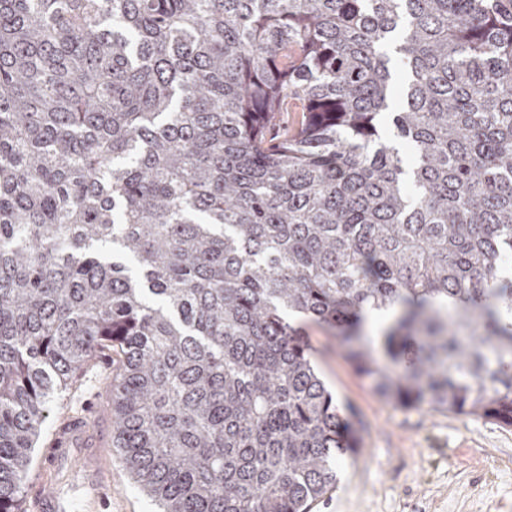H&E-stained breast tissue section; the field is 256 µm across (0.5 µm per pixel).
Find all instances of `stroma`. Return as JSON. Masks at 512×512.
<instances>
[{"label":"stroma","mask_w":512,"mask_h":512,"mask_svg":"<svg viewBox=\"0 0 512 512\" xmlns=\"http://www.w3.org/2000/svg\"><path fill=\"white\" fill-rule=\"evenodd\" d=\"M313 360L355 447L336 465L335 485L310 512H512V427L491 418L405 409L381 397L338 346L332 331L303 323ZM116 358L102 349L50 405L23 481L25 512L50 491L61 512H157L112 450V381ZM81 416L80 439L66 442ZM97 484L81 492L83 474Z\"/></svg>","instance_id":"1"}]
</instances>
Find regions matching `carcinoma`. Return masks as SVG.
Listing matches in <instances>:
<instances>
[{"label":"carcinoma","mask_w":512,"mask_h":512,"mask_svg":"<svg viewBox=\"0 0 512 512\" xmlns=\"http://www.w3.org/2000/svg\"><path fill=\"white\" fill-rule=\"evenodd\" d=\"M291 315L512 426V0H0V512L104 347L159 512H309L347 442Z\"/></svg>","instance_id":"obj_1"}]
</instances>
